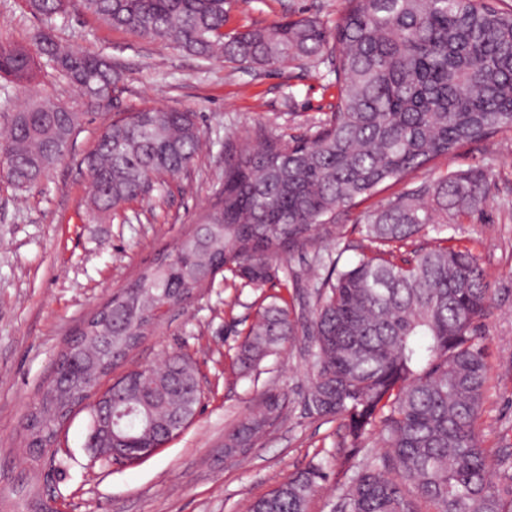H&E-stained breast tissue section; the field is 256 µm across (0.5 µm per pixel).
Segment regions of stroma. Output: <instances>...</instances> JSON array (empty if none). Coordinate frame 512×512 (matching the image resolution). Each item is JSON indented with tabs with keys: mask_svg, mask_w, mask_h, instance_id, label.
Returning <instances> with one entry per match:
<instances>
[{
	"mask_svg": "<svg viewBox=\"0 0 512 512\" xmlns=\"http://www.w3.org/2000/svg\"><path fill=\"white\" fill-rule=\"evenodd\" d=\"M341 7L342 0H233L224 29L268 26L296 14L331 26ZM38 25L23 0H0L1 35L25 43ZM51 33L63 45L109 58L120 82L113 110L88 116L70 152L40 187L18 190L0 179V512H247L253 500L313 464L323 466L328 480L306 512H332L348 466L379 452L376 433L355 440L341 420L306 411L310 363L302 341L283 344L250 375L233 366L260 299L276 294L292 300L295 290L284 280L255 289L216 277L190 302L168 309L153 334L102 379L109 386L174 353L193 362L203 398L192 424L164 448L133 464L95 463L85 446L89 413L80 407L62 426L50 461L28 455L25 417L52 380L69 339L156 254L175 250L222 186L227 146L243 145L261 124L289 137L307 135L336 95L323 70L298 62L245 69L203 60L88 14L57 18ZM31 94L81 106L74 89L51 69ZM28 95L13 93L12 105H23ZM146 107L195 112L207 149L178 178L126 202L111 218H89L84 157L114 112ZM467 169L487 174L488 201L458 216L448 235L477 257L493 292L478 331L489 381L476 432L491 456H512V129L466 144L411 179L420 183ZM401 190L394 185L349 213L344 232L350 248L342 264L370 249L359 232L364 213ZM270 393L284 402L282 418L246 457H225V432L258 411Z\"/></svg>",
	"mask_w": 512,
	"mask_h": 512,
	"instance_id": "35a3bbf8",
	"label": "stroma"
}]
</instances>
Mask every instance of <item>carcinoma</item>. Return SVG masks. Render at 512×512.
Segmentation results:
<instances>
[{
	"label": "carcinoma",
	"instance_id": "carcinoma-1",
	"mask_svg": "<svg viewBox=\"0 0 512 512\" xmlns=\"http://www.w3.org/2000/svg\"><path fill=\"white\" fill-rule=\"evenodd\" d=\"M43 23L30 42L0 36V89L29 90L51 68L88 106L113 101L118 76L104 56L65 48L48 23L73 10L150 42L202 59L246 67L304 60L329 65L336 103L305 138L261 126L251 148L225 157L224 184L176 250L157 255L77 332L56 375L28 417L32 459L58 422L100 378L152 333L158 312L191 299L225 272L262 288L287 273L283 261L320 225L335 224L387 182H400L467 142L512 128V9L498 0H343L329 27L313 17L224 32L230 0H25ZM86 113L32 101L0 113V171L19 190L40 185L69 150ZM200 148L194 114L144 108L112 120L85 157L88 205L107 215L141 196L148 181L179 175ZM487 178L454 171L404 191L362 225L375 249L339 267L314 256L299 310L276 298L258 311L237 347L244 371L302 337L311 361L305 405L342 420L354 439L379 428L380 456L348 468L335 512H415L403 482L430 512H512V484L491 479L509 467L482 448L475 426L488 369L478 322L492 292L477 258L448 244V216L480 208ZM437 244L395 254V244L427 228ZM203 397L184 355L112 385L115 447L134 458L183 431ZM269 394L262 408L224 436V456H244L283 413ZM328 478L313 465L251 502L248 512H306Z\"/></svg>",
	"mask_w": 512,
	"mask_h": 512
}]
</instances>
